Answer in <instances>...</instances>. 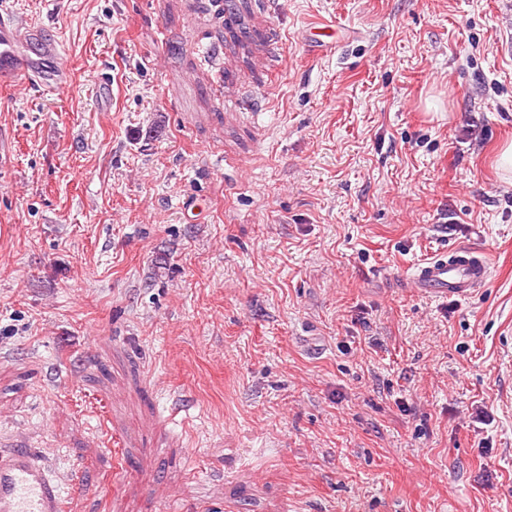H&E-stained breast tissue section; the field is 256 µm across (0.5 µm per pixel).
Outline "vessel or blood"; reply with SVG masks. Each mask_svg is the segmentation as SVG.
I'll use <instances>...</instances> for the list:
<instances>
[{
    "label": "vessel or blood",
    "instance_id": "b4317fda",
    "mask_svg": "<svg viewBox=\"0 0 512 512\" xmlns=\"http://www.w3.org/2000/svg\"><path fill=\"white\" fill-rule=\"evenodd\" d=\"M25 81L28 87L56 92L70 83L62 48L40 26H21L16 15L0 8V81ZM491 263L482 251L457 247L417 264L406 278L411 290L436 299H464L483 288ZM48 450H34L19 433L0 438V512H73L66 489L78 468L47 465Z\"/></svg>",
    "mask_w": 512,
    "mask_h": 512
}]
</instances>
